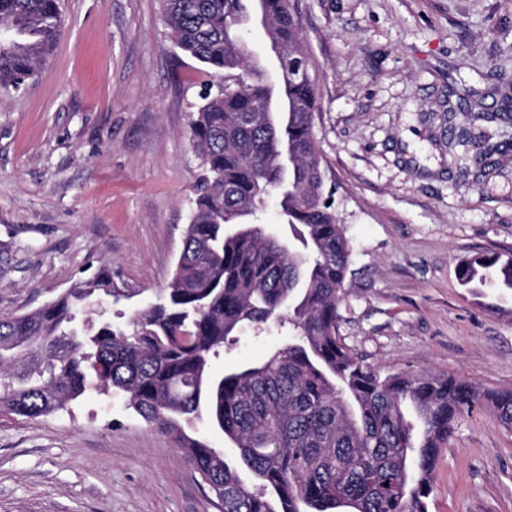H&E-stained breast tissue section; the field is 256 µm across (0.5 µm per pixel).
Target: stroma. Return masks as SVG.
<instances>
[{
	"mask_svg": "<svg viewBox=\"0 0 512 512\" xmlns=\"http://www.w3.org/2000/svg\"><path fill=\"white\" fill-rule=\"evenodd\" d=\"M320 110L315 133L352 246L338 323L382 372L452 374L512 391V294L472 292L458 266L512 256V0H293ZM55 54L0 87V316L35 309L94 262L146 308L182 247L200 161L187 132L208 76L176 46L161 0H62ZM498 147L451 146L444 114ZM479 112L470 120L468 111ZM287 329L242 327L221 376ZM0 512H219L181 448L123 399L0 413ZM428 512H512V430L463 412Z\"/></svg>",
	"mask_w": 512,
	"mask_h": 512,
	"instance_id": "35a3bbf8",
	"label": "stroma"
}]
</instances>
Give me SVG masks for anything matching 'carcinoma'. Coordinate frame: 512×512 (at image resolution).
<instances>
[{
    "instance_id": "cac0c4a2",
    "label": "carcinoma",
    "mask_w": 512,
    "mask_h": 512,
    "mask_svg": "<svg viewBox=\"0 0 512 512\" xmlns=\"http://www.w3.org/2000/svg\"><path fill=\"white\" fill-rule=\"evenodd\" d=\"M252 4L163 0L179 48L218 80L188 132L203 174L172 279L147 308L88 333L73 323L97 296L129 299L109 269L0 317V413L45 416L96 388L171 436L224 512H428L460 414L485 401L512 430V391L481 394L453 375H384L339 336L351 244L324 182L315 83L292 0H261L280 79L250 64L235 22ZM1 26L17 36L0 47V86L20 89L55 50L60 0H0ZM271 196L277 230L258 223ZM458 275L475 291L505 293L512 257L473 256ZM285 324L288 342L265 360L212 376L240 326ZM203 417L233 455L187 433Z\"/></svg>"
}]
</instances>
